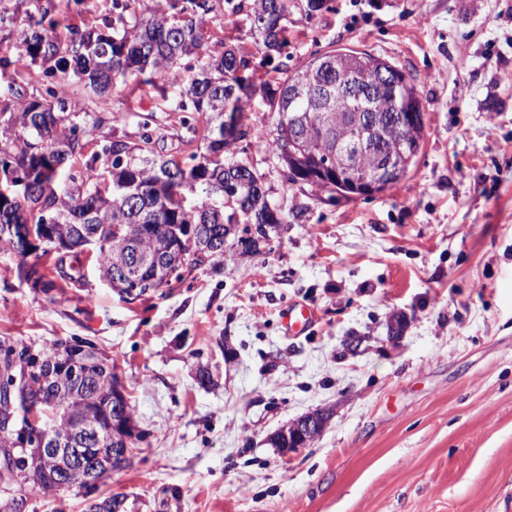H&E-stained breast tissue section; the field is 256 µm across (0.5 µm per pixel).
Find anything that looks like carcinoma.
<instances>
[{"label": "carcinoma", "instance_id": "obj_1", "mask_svg": "<svg viewBox=\"0 0 512 512\" xmlns=\"http://www.w3.org/2000/svg\"><path fill=\"white\" fill-rule=\"evenodd\" d=\"M130 2L112 0L116 17L94 29L70 27L64 41L55 32L58 21L51 10L37 7L38 17L30 24L34 34H24L15 42L16 62L48 63L46 77L74 78L89 85L104 103L119 83L145 85L167 95L180 62L193 57L199 69L186 78L174 107L177 112L208 115L205 152L181 161L157 154V138L147 131L149 122L145 121V131L136 140L114 136L100 150L87 154L89 138L101 120L88 122L50 87L28 94L9 83L0 87V114L13 121L10 131L0 132L5 136V143H0V223H10L21 212L30 224L52 218L68 234L76 225H90L103 242L92 256L101 278L112 275L114 260L133 238H140L145 250L153 249L159 240L182 248L189 230L200 224L210 225L218 236L225 234L228 224H253L255 234L240 237L238 242L247 251L258 250L259 242L269 238L263 227L282 223L279 209L250 166L224 157L226 148L248 134L246 105L255 89L243 72L251 60L234 49L218 60L204 54L205 25L216 11V0H172V13L151 14L132 27L123 22ZM222 2L224 11L246 17L262 61L282 74L278 88L267 95V106L275 115L272 151L285 163L289 180L302 181L313 174L331 194H359L354 177L336 178L344 161L359 171H381L378 192L403 179L389 172L379 156L393 151L413 161L421 149L423 119L404 130L395 125L401 113L423 114L415 86L402 69L381 56L346 49L314 53L290 71L287 63L274 62L288 47V12L299 8L312 15L325 8L327 0ZM382 70L394 73V81L375 97L361 99L356 108L336 90V82L348 78L370 85ZM355 113L370 119L376 151H336V142L345 135ZM227 116L237 121L240 130L225 128ZM293 125L302 128L304 141L298 158L288 161L283 139ZM116 155L124 157V162L114 159ZM79 162L92 172L84 180L73 173ZM177 277L174 266L150 269L142 277L139 292L147 288L159 292ZM28 349L9 336H0V365L10 367L13 353L23 355ZM80 351L77 340H59L35 349L40 361L32 364L29 392L21 396L19 417L27 422L34 409L38 420L31 432L55 429L75 439L83 438L80 418L103 422L107 431L80 447L85 449L88 465L103 459L114 472L125 467L128 459L112 457L110 427L119 414L110 400L111 370L98 365L90 354L85 357L89 362L86 379L71 380L62 370ZM29 443L26 453L13 459L14 483L19 485L27 483L30 474L40 473L39 438Z\"/></svg>", "mask_w": 512, "mask_h": 512}]
</instances>
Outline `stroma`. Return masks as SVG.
Listing matches in <instances>:
<instances>
[{
	"instance_id": "obj_1",
	"label": "stroma",
	"mask_w": 512,
	"mask_h": 512,
	"mask_svg": "<svg viewBox=\"0 0 512 512\" xmlns=\"http://www.w3.org/2000/svg\"><path fill=\"white\" fill-rule=\"evenodd\" d=\"M54 6L83 29L112 15V0ZM32 9L0 0V57ZM287 25L289 65L349 48L410 77L424 137L406 177L367 197L289 181L260 96L280 75L244 16L216 12L208 53L247 54L257 91L251 133L227 155L261 176L279 232L256 253L229 237L223 260L135 302L89 265L43 293L0 250V336L88 341L116 365L141 436L98 493L123 496L126 512H512V0H328ZM55 89L102 117L98 140L138 136L150 114L159 152L205 148L206 117L183 127L151 90L120 85L102 103L75 81ZM297 303L317 320L291 336L281 315ZM350 336L362 339L352 352ZM315 411L325 430L283 457L271 435ZM25 493L27 512L84 508L75 487Z\"/></svg>"
}]
</instances>
